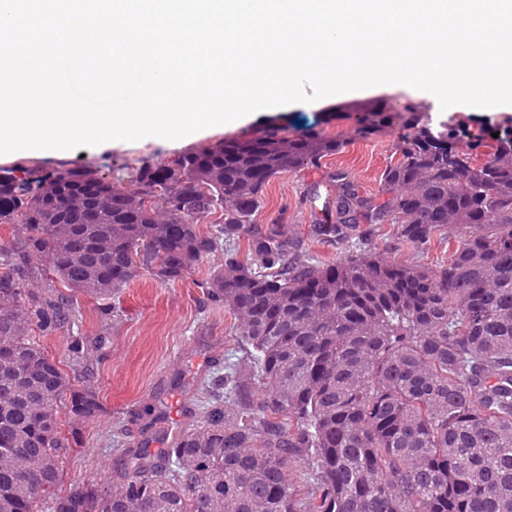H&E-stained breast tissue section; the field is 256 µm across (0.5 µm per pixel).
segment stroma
I'll use <instances>...</instances> for the list:
<instances>
[{
  "label": "stroma",
  "mask_w": 512,
  "mask_h": 512,
  "mask_svg": "<svg viewBox=\"0 0 512 512\" xmlns=\"http://www.w3.org/2000/svg\"><path fill=\"white\" fill-rule=\"evenodd\" d=\"M367 102L394 112L403 111L410 103L432 105L431 100L408 89L381 87L336 101L263 110L242 124L215 126L185 142L148 138L53 153L21 150L1 157L0 168L92 166L114 181L128 178L142 160L163 163L195 146L241 135L273 118L286 124L292 136L314 127L335 136L348 131L353 123L349 106ZM392 141L387 133L355 140L342 152L323 158L319 166L271 180L254 218L255 227L286 226L319 260L345 258L344 246L318 241L312 237L311 227L326 217L323 203L336 194L332 180L336 172H346L361 193L376 194L381 174L393 159ZM223 263L224 251L219 248L195 272L174 283H160L143 272L104 299L74 295L68 327L46 338L44 344L60 359L62 370L72 375L76 369L66 358L68 337H106L107 357L92 365L86 380L97 390L104 411L79 426V444L66 460L64 475L55 488L57 495H66L84 483L111 485L118 478L115 461L122 449L144 443L154 452L189 427L190 413L201 397L202 378L223 374L224 361L236 347L230 332L231 314L208 301L200 287L210 270ZM106 309L117 311V320L104 318Z\"/></svg>",
  "instance_id": "1"
}]
</instances>
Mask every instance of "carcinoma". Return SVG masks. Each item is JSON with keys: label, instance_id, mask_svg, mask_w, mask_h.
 I'll use <instances>...</instances> for the list:
<instances>
[{"label": "carcinoma", "instance_id": "1", "mask_svg": "<svg viewBox=\"0 0 512 512\" xmlns=\"http://www.w3.org/2000/svg\"><path fill=\"white\" fill-rule=\"evenodd\" d=\"M388 130L396 161L377 195L338 173L335 220L311 226L350 243L340 261L280 226L249 230L271 179L347 144L320 130L292 138L271 120L145 160L126 184L90 166L0 170L12 229L0 247V512H512V126L470 139L420 106H366L350 135ZM381 224L420 257L446 241L448 257L383 260L370 249ZM221 241L204 288L232 314L240 356L203 380L200 421L155 453L123 449L112 486L53 495L76 439L59 411L76 425L103 405L41 344L68 324L70 299L25 281L51 274L109 296L142 270L178 281ZM104 346L71 336L68 357L81 365Z\"/></svg>", "mask_w": 512, "mask_h": 512}]
</instances>
